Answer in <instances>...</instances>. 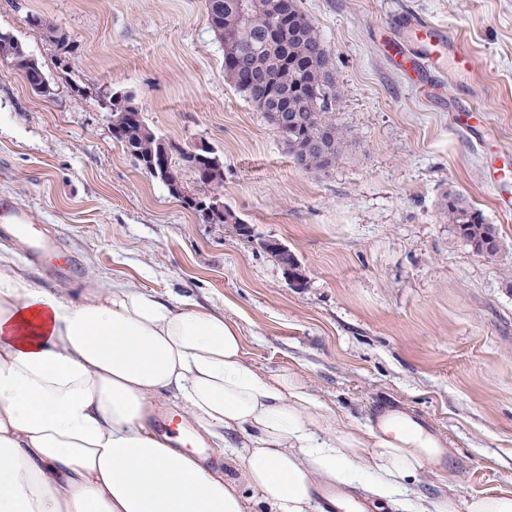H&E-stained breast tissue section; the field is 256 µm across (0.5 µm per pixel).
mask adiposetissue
I'll return each mask as SVG.
<instances>
[{
    "instance_id": "adipose-tissue-1",
    "label": "adipose tissue",
    "mask_w": 512,
    "mask_h": 512,
    "mask_svg": "<svg viewBox=\"0 0 512 512\" xmlns=\"http://www.w3.org/2000/svg\"><path fill=\"white\" fill-rule=\"evenodd\" d=\"M168 392L223 464L153 431ZM433 446L346 426L191 297L99 282L68 299L0 257V512H315L336 484L401 512H512L510 492H414Z\"/></svg>"
}]
</instances>
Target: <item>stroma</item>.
<instances>
[{"label": "stroma", "mask_w": 512, "mask_h": 512, "mask_svg": "<svg viewBox=\"0 0 512 512\" xmlns=\"http://www.w3.org/2000/svg\"><path fill=\"white\" fill-rule=\"evenodd\" d=\"M298 4L332 64L328 117L344 134L321 171L299 166L225 80L205 0H0V32L51 88L36 95L0 55V201L58 237L36 261L19 239L0 256L51 291L94 273L221 309L251 362L294 374L356 431L386 401L436 435L444 458L412 479L416 492H512V212L493 183L512 167V0ZM406 14L454 38L472 68L399 66L388 39L418 40ZM34 16L67 36L71 57ZM115 91L177 147L217 150L224 203L254 238L202 222L141 169L101 107ZM465 108L477 127L457 120ZM451 197L495 225L496 255L457 235ZM268 238L294 253L305 287L262 251Z\"/></svg>", "instance_id": "stroma-1"}]
</instances>
